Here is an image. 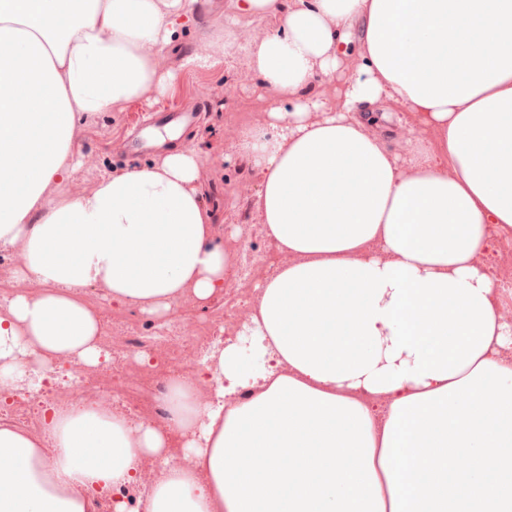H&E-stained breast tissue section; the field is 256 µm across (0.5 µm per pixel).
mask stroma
<instances>
[{
    "mask_svg": "<svg viewBox=\"0 0 512 512\" xmlns=\"http://www.w3.org/2000/svg\"><path fill=\"white\" fill-rule=\"evenodd\" d=\"M226 23L243 41L275 26L270 18L236 14L231 0H197L191 21L177 28L162 53V70L168 76L163 90L94 113L83 122L77 134L80 165L64 186L67 193L81 195L106 175L159 163L169 150H194L203 157L198 191L213 214L216 235L229 242L244 226L261 223L259 180L238 153L236 136L241 125L263 118L276 97L263 86L244 49L215 55L203 66L190 62L199 46ZM196 97L204 110L190 131L177 133L161 149L149 146L135 156L122 152V143L149 115L182 111ZM280 105L286 112L294 108L290 100ZM235 304V297L221 292L205 304L191 303L184 315L216 341L223 338L224 316Z\"/></svg>",
    "mask_w": 512,
    "mask_h": 512,
    "instance_id": "stroma-1",
    "label": "stroma"
}]
</instances>
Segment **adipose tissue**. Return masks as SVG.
<instances>
[{
	"label": "adipose tissue",
	"instance_id": "1",
	"mask_svg": "<svg viewBox=\"0 0 512 512\" xmlns=\"http://www.w3.org/2000/svg\"><path fill=\"white\" fill-rule=\"evenodd\" d=\"M194 2L0 0V250L41 287L0 315L1 395L56 361L100 363L87 286L158 317L224 289L198 153L62 191L86 116L162 86ZM233 7L276 21L248 41L265 87L339 85L334 104L272 106L238 131L285 260L196 383L170 379L167 424L75 405L45 407L40 439L0 424V512H100L144 458L160 475L143 512H512V361L494 355L512 325L477 264L512 233V0ZM387 104L415 117L401 155L370 128Z\"/></svg>",
	"mask_w": 512,
	"mask_h": 512
}]
</instances>
